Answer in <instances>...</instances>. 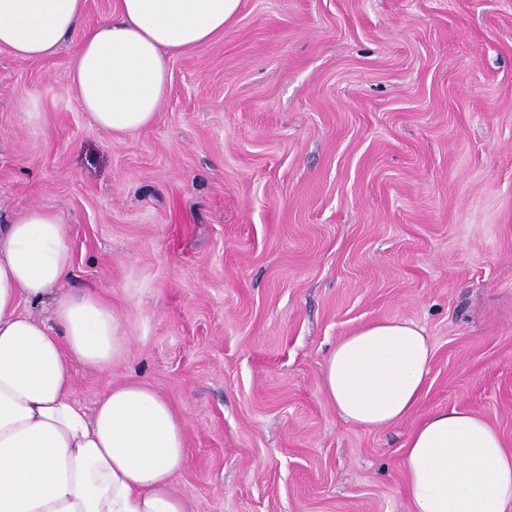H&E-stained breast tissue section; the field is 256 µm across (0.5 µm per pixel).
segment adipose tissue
Here are the masks:
<instances>
[{
    "instance_id": "1",
    "label": "adipose tissue",
    "mask_w": 512,
    "mask_h": 512,
    "mask_svg": "<svg viewBox=\"0 0 512 512\" xmlns=\"http://www.w3.org/2000/svg\"><path fill=\"white\" fill-rule=\"evenodd\" d=\"M86 0H0V48L41 60L80 33L70 89L97 127L151 125L169 62L223 36L242 0H117L84 26ZM70 226L29 208L0 225V512H196L173 488L187 459L185 423L154 389L108 382L92 410L72 399L73 367L105 372L128 350L111 303L63 292ZM51 303L43 321L32 307ZM432 362L413 321L361 327L325 360L322 388L337 414L366 429L407 418ZM401 467L412 512H512V448L470 409L430 412L411 431Z\"/></svg>"
}]
</instances>
